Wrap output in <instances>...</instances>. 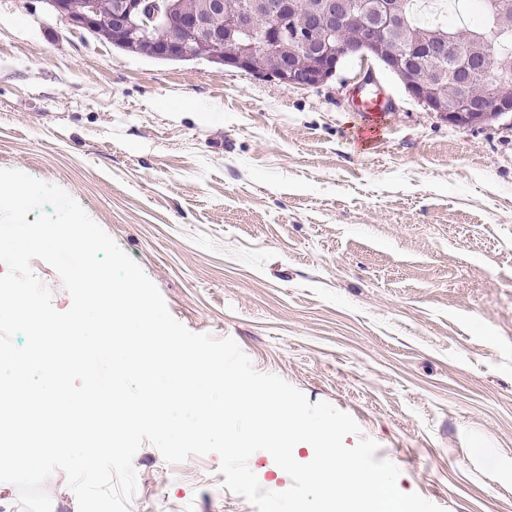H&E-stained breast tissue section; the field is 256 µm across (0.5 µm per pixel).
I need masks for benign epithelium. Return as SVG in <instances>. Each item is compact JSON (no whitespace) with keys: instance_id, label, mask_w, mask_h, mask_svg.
<instances>
[{"instance_id":"benign-epithelium-1","label":"benign epithelium","mask_w":512,"mask_h":512,"mask_svg":"<svg viewBox=\"0 0 512 512\" xmlns=\"http://www.w3.org/2000/svg\"><path fill=\"white\" fill-rule=\"evenodd\" d=\"M72 27L108 41L118 49L140 47L168 61H207L241 69L285 86L319 87L330 81L347 57L360 60L353 90L380 85L377 69L395 74L405 92L427 111L454 126L473 127L495 121L512 124V100L499 95L505 81L489 57L487 42L470 41L461 29L453 41L438 36L406 44L393 38L403 25L399 0H312L304 19L295 0H240L224 13V0H207L189 8L183 0H111L103 8L86 0H42ZM469 49L472 71L487 87L483 98H445L433 89L434 76L416 78L420 56L448 58Z\"/></svg>"}]
</instances>
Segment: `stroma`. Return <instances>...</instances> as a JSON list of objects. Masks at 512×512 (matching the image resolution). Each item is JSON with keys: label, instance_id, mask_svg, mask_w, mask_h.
<instances>
[{"label": "stroma", "instance_id": "stroma-1", "mask_svg": "<svg viewBox=\"0 0 512 512\" xmlns=\"http://www.w3.org/2000/svg\"><path fill=\"white\" fill-rule=\"evenodd\" d=\"M359 69L287 87L0 0V168L67 191L188 329L349 413L407 492L512 512V128L449 125L384 72L359 143ZM133 466L130 512H258L217 454Z\"/></svg>", "mask_w": 512, "mask_h": 512}]
</instances>
